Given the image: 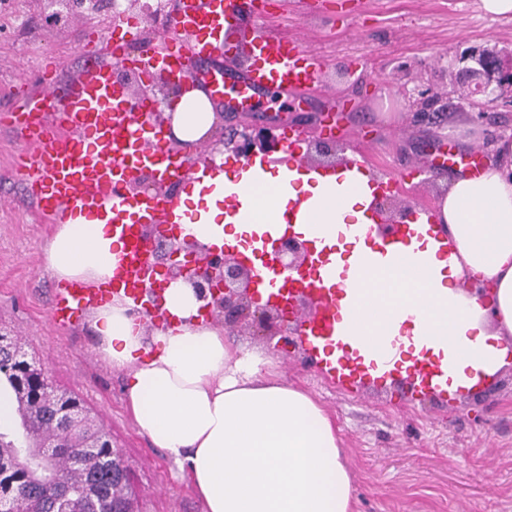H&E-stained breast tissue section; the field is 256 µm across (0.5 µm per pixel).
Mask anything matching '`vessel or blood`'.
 <instances>
[{"label":"vessel or blood","instance_id":"1","mask_svg":"<svg viewBox=\"0 0 512 512\" xmlns=\"http://www.w3.org/2000/svg\"><path fill=\"white\" fill-rule=\"evenodd\" d=\"M245 0H177L168 20L170 35L143 47L135 62L144 76L157 72L182 79L190 62L215 58L224 45L228 28L234 27ZM251 63L243 73L225 74L223 68L199 72L197 82L208 97L223 102L225 111L235 112L262 93L286 88L310 89L320 82L322 64L301 41L273 42L256 37L250 45ZM123 45L114 32L99 37L93 58L67 82L58 70L45 65L33 89L17 98L11 108L12 132L21 144L22 158L10 179L20 181L43 223L63 224L83 215L111 224L122 243L112 278L91 288L79 281L56 288L47 309L49 325L58 330L73 327L96 305L122 292L141 320L162 322L160 306H148L143 285L152 275L154 246L143 235L147 224L163 231L178 229L183 214L177 195L136 194L131 186L144 173L162 183L186 190L209 193V182L219 170L205 151L186 159L171 150L153 108L131 102L116 78L127 66ZM430 238L440 254H447L448 241L438 225H405L397 235L374 249L366 266L388 265L402 245L414 238ZM265 237L246 242H225V249L252 265L256 285L266 302L277 304L292 284L313 288L322 306L311 317L301 319L298 342L314 359L322 375L348 390L362 389L365 382H387L401 364L398 337L378 336L368 355L359 354L350 339L336 329L339 299L345 284L338 280L328 245L313 244L324 260L309 277L290 278L264 259ZM411 373L417 393L446 392L448 378L439 359L414 360Z\"/></svg>","mask_w":512,"mask_h":512}]
</instances>
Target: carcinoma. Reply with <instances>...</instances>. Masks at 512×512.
Here are the masks:
<instances>
[{
  "label": "carcinoma",
  "mask_w": 512,
  "mask_h": 512,
  "mask_svg": "<svg viewBox=\"0 0 512 512\" xmlns=\"http://www.w3.org/2000/svg\"><path fill=\"white\" fill-rule=\"evenodd\" d=\"M11 388L16 428L0 432V490L9 494L14 512H135L128 485L112 475L110 433L94 416L72 432H60L56 414L63 394L43 386L36 371L0 354V381ZM97 451L80 464L72 457L87 440ZM55 444L45 455L46 443Z\"/></svg>",
  "instance_id": "cac0c4a2"
}]
</instances>
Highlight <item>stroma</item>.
I'll list each match as a JSON object with an SVG mask.
<instances>
[{
	"mask_svg": "<svg viewBox=\"0 0 512 512\" xmlns=\"http://www.w3.org/2000/svg\"><path fill=\"white\" fill-rule=\"evenodd\" d=\"M111 0L98 12L61 0H0V110L14 103L49 58L67 80L93 52ZM255 33L302 39L323 64L320 85L292 100L288 120L320 128L328 108L346 102L336 139L363 152L384 178L422 170L409 201L436 206L440 176L431 166L452 145L457 156L487 158L512 131V99L485 107V119L460 136L441 122H417L412 98L434 86L457 98L464 54L512 49V16L492 17L480 0H281ZM18 145L0 123V334L24 337L55 384L78 392L112 434L127 467L136 512H202L167 453L141 433L125 407L124 376L103 362L88 321L54 331L46 310L56 280L42 245L54 227L41 223L22 184L4 179ZM288 383L305 388L340 429L354 487L353 512H512V374L465 399L417 400L389 386L352 393L316 365L277 353Z\"/></svg>",
	"mask_w": 512,
	"mask_h": 512,
	"instance_id": "obj_1",
	"label": "stroma"
}]
</instances>
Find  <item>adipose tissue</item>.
<instances>
[{
  "label": "adipose tissue",
  "instance_id": "1",
  "mask_svg": "<svg viewBox=\"0 0 512 512\" xmlns=\"http://www.w3.org/2000/svg\"><path fill=\"white\" fill-rule=\"evenodd\" d=\"M180 141L214 128L208 96L183 89L165 107ZM375 177L351 164L334 176L297 173L283 163L243 171L238 181L195 197L186 234L223 245L290 221L305 238L321 234L337 247L338 269L371 254L373 242L339 241L348 224H373ZM243 206L225 213L224 187ZM433 220L445 225L452 255L434 243L412 242L400 269L369 272L375 298L347 290L337 328L357 347L371 342L372 317L387 321L404 351L439 357L448 390L471 389L506 365L512 341V141L501 140L479 174L449 178L437 193ZM119 254L111 225L77 219L56 225L43 247L56 280L97 286L113 275ZM489 287L481 302L459 287L463 275ZM167 325L145 332L120 299L89 315L100 358L123 373L127 407L137 427L164 449L188 478L203 512H351L352 480L330 416L305 391L283 383L275 359L224 343L223 327L204 321L201 301L185 282L164 293Z\"/></svg>",
  "mask_w": 512,
  "mask_h": 512
}]
</instances>
